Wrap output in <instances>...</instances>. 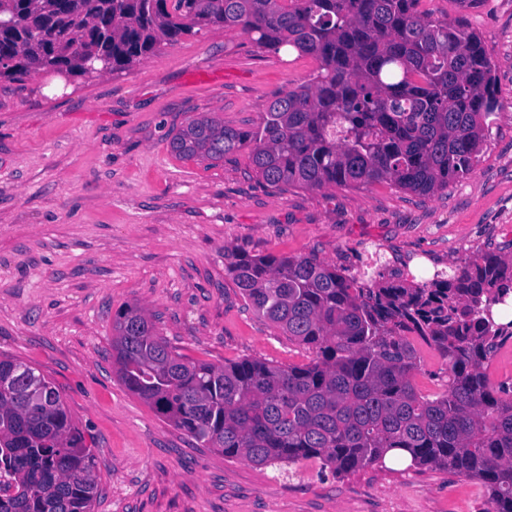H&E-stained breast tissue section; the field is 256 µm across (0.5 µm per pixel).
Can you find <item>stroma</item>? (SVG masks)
I'll use <instances>...</instances> for the list:
<instances>
[{"label": "stroma", "mask_w": 512, "mask_h": 512, "mask_svg": "<svg viewBox=\"0 0 512 512\" xmlns=\"http://www.w3.org/2000/svg\"><path fill=\"white\" fill-rule=\"evenodd\" d=\"M479 34L498 108L464 178L423 197L393 185L268 186L247 151L211 163L172 137L208 112L257 126L304 84L313 58L258 49L211 28L133 70L63 85L0 82V358L59 390L94 453L93 512H491L483 484L392 461L333 477L318 460L287 473L202 447L129 392L112 366V319L156 317L183 357L302 365L309 350L260 318L225 252L315 255L369 283L421 284L512 242V0H424ZM422 394L446 389L447 362L415 339Z\"/></svg>", "instance_id": "obj_1"}]
</instances>
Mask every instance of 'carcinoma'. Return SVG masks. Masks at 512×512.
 I'll return each mask as SVG.
<instances>
[{"mask_svg":"<svg viewBox=\"0 0 512 512\" xmlns=\"http://www.w3.org/2000/svg\"><path fill=\"white\" fill-rule=\"evenodd\" d=\"M422 0H0V82L51 70L75 79L123 72L211 27L261 50L318 62L310 82L274 100L255 128L208 113L170 143L211 162L244 148L274 187L391 183L424 196L470 173L497 104L495 64L479 34L420 10ZM258 316L312 352L286 368L259 359L216 366L173 352L137 306L112 321L127 389L227 458L280 472L317 459L338 477L399 451L414 467L483 481L492 512H512V383L488 366L512 339L492 304L512 295V254L486 252L421 285H357L314 256L224 254ZM448 361L446 391L414 382L407 334ZM0 512H93L94 454L57 388L0 359Z\"/></svg>","mask_w":512,"mask_h":512,"instance_id":"cac0c4a2","label":"carcinoma"}]
</instances>
